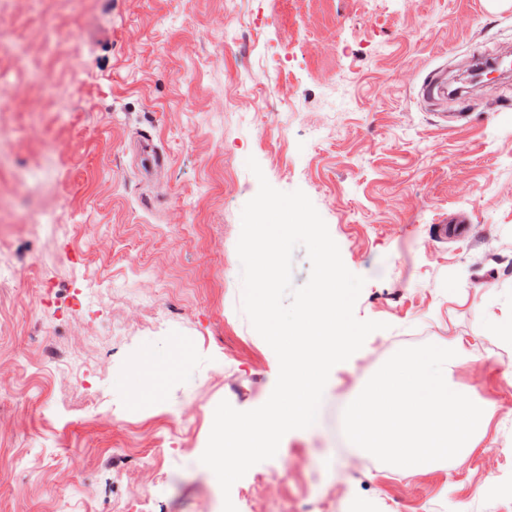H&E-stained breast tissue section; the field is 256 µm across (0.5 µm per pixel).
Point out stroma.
Returning <instances> with one entry per match:
<instances>
[{"label":"stroma","mask_w":512,"mask_h":512,"mask_svg":"<svg viewBox=\"0 0 512 512\" xmlns=\"http://www.w3.org/2000/svg\"><path fill=\"white\" fill-rule=\"evenodd\" d=\"M489 3L0 0V512H512V75L468 74L512 48ZM441 67L466 102L423 97ZM250 157L311 199L383 327L226 494L214 410L279 371L241 308ZM453 214L469 238L437 236ZM411 336L489 416L400 483L343 412Z\"/></svg>","instance_id":"1"}]
</instances>
